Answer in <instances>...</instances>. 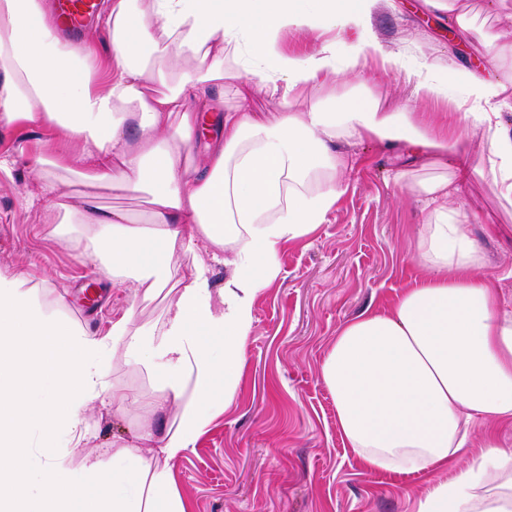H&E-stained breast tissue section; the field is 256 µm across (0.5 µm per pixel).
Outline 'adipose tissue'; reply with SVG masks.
<instances>
[{"label":"adipose tissue","instance_id":"ef3b65f1","mask_svg":"<svg viewBox=\"0 0 512 512\" xmlns=\"http://www.w3.org/2000/svg\"><path fill=\"white\" fill-rule=\"evenodd\" d=\"M378 0H104L107 58L67 42L45 0H0V128H50L51 155L30 168L79 164L83 179L146 199L128 211L85 196L67 208L59 234L82 237L113 282L132 283L141 301L168 287L178 256L207 246L228 271L213 287L204 265L168 303L161 324L135 325L133 312L100 336L46 315L25 281L0 269V512H190L170 469L131 448L111 466H65L60 448L80 443L89 400L125 406L130 395L104 380L108 354L145 368L161 402L183 405L182 424L160 441L179 459L232 399L253 330L255 299L278 279L279 249L305 237L343 194L336 175L344 139H370L420 156L457 155L458 139L417 108L453 100L489 146L498 199L512 208V39L475 26L463 0H426L454 16L460 34L491 53L496 78L470 72L463 84L427 58L385 48L374 32ZM361 30L385 72L412 70L410 97L391 110L349 96L303 111L290 100L353 74L359 50L330 40L286 53V32ZM258 78L281 110L276 121L246 106L243 77ZM217 94L219 133L196 153L206 115L201 91ZM418 190L429 208L415 250L427 276L391 308L367 307L342 324L322 378L334 397L343 440L372 472L432 473L415 512H512V448L496 425L512 426V308L483 273L471 216L451 202L452 182ZM491 422L479 454L469 429Z\"/></svg>","mask_w":512,"mask_h":512}]
</instances>
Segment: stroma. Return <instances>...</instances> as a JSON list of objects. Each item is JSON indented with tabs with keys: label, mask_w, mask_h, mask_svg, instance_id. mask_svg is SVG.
<instances>
[{
	"label": "stroma",
	"mask_w": 512,
	"mask_h": 512,
	"mask_svg": "<svg viewBox=\"0 0 512 512\" xmlns=\"http://www.w3.org/2000/svg\"><path fill=\"white\" fill-rule=\"evenodd\" d=\"M373 22L387 47L425 54L454 75L491 63L488 54L452 41L454 21L425 0H396L392 8L382 2ZM360 70V78L337 79L331 92L392 103L407 97L404 75L384 74L370 61ZM420 110L462 140V158L476 173L453 200L474 216L471 232L486 257L484 272L512 307V209L499 204L485 171L489 145L449 103L430 102ZM47 136L39 127L0 129V155L14 159L11 175L0 174V268L28 279L33 302L47 315L89 332L104 333L130 309L136 324L162 320L164 301H136L134 286L107 278L84 243L60 239L45 221L43 187L64 186L74 202L89 193L102 206L139 217L146 204L52 167L32 174L29 156ZM338 149L348 160L339 174L343 196L324 224L281 249V273L254 303L234 399L194 447L169 464L191 512H413L414 498L431 480L364 469L339 433L333 396L321 376L338 327L366 307L388 309L423 273L415 240L427 212L416 187L424 170L402 151L372 140H344ZM87 286L100 303L81 315L76 308ZM104 369L111 387L135 401L120 409L90 401L82 412L80 447L61 449V456L75 465L87 457L108 465L113 448L134 446L156 460L161 437L181 425L182 405L156 407L147 372L122 358L106 359ZM146 428L152 439H141Z\"/></svg>",
	"instance_id": "obj_1"
}]
</instances>
